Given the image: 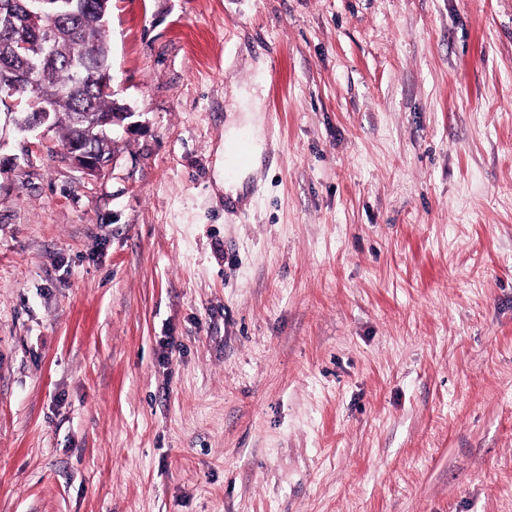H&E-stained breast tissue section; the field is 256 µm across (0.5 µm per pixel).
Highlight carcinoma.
Wrapping results in <instances>:
<instances>
[{
	"mask_svg": "<svg viewBox=\"0 0 512 512\" xmlns=\"http://www.w3.org/2000/svg\"><path fill=\"white\" fill-rule=\"evenodd\" d=\"M18 0H0V31H14L21 24ZM107 23L102 16L101 0H82L78 14L58 30L52 41L53 55L41 69L39 86L56 91V106L61 115L58 128L63 146L75 140H83L90 147L112 155V139L98 136V128L89 120L78 124L73 115L87 109L93 112H112L115 102L89 85H81L76 79V66L88 71L110 65V48L106 41ZM29 90L12 96L16 103L6 107V116L16 127L26 125L32 112Z\"/></svg>",
	"mask_w": 512,
	"mask_h": 512,
	"instance_id": "carcinoma-1",
	"label": "carcinoma"
}]
</instances>
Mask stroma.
<instances>
[{
    "label": "stroma",
    "instance_id": "stroma-1",
    "mask_svg": "<svg viewBox=\"0 0 512 512\" xmlns=\"http://www.w3.org/2000/svg\"><path fill=\"white\" fill-rule=\"evenodd\" d=\"M108 44L101 174L0 133V512H512V0H112ZM241 113L228 124L227 132L224 134V162L232 146L239 135L247 131L251 133L254 150L252 154V141L249 136L242 135L231 150L228 164L231 169L242 168L249 164L248 169L244 170L236 179H224V193L231 194L232 200H236L238 191L242 189L243 181L246 176L257 170L260 166V160L266 144V133L264 130L262 118L260 116V99L256 95V89L244 93V99L240 103ZM252 157V159H251Z\"/></svg>",
    "mask_w": 512,
    "mask_h": 512
}]
</instances>
